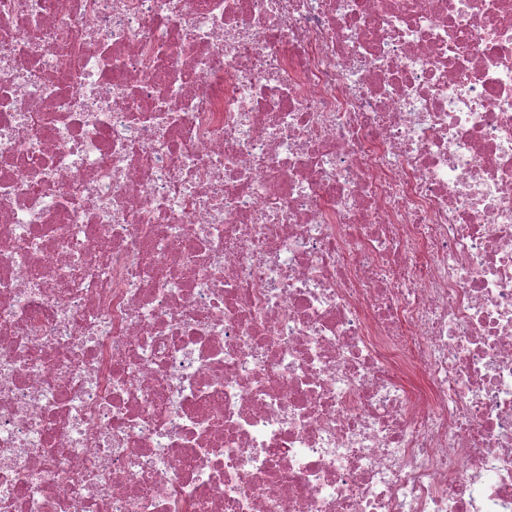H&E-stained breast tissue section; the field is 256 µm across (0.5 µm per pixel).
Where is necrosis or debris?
<instances>
[{"instance_id": "1", "label": "necrosis or debris", "mask_w": 512, "mask_h": 512, "mask_svg": "<svg viewBox=\"0 0 512 512\" xmlns=\"http://www.w3.org/2000/svg\"><path fill=\"white\" fill-rule=\"evenodd\" d=\"M0 512H512V0H0Z\"/></svg>"}]
</instances>
